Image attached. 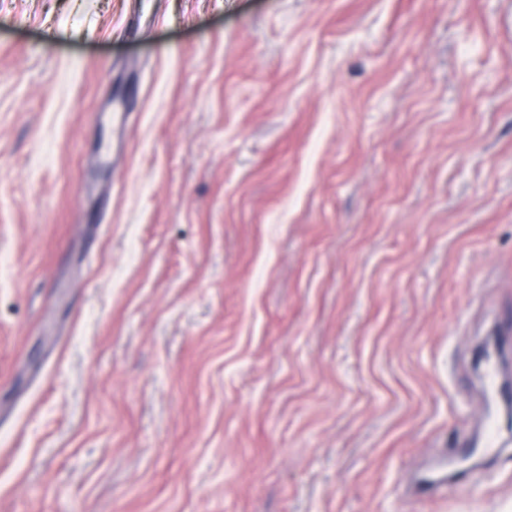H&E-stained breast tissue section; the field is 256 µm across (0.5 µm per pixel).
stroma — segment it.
Instances as JSON below:
<instances>
[{
  "label": "stroma",
  "instance_id": "1",
  "mask_svg": "<svg viewBox=\"0 0 512 512\" xmlns=\"http://www.w3.org/2000/svg\"><path fill=\"white\" fill-rule=\"evenodd\" d=\"M512 0H0V512H512Z\"/></svg>",
  "mask_w": 512,
  "mask_h": 512
}]
</instances>
